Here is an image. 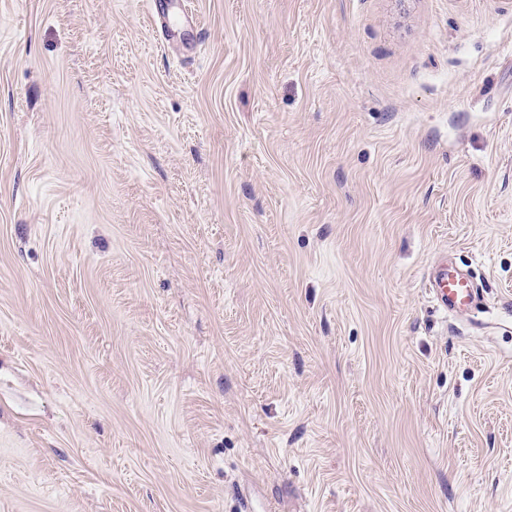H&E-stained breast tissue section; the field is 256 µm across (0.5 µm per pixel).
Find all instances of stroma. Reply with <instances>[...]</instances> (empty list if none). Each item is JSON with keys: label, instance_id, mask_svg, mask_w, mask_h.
Segmentation results:
<instances>
[{"label": "stroma", "instance_id": "stroma-1", "mask_svg": "<svg viewBox=\"0 0 512 512\" xmlns=\"http://www.w3.org/2000/svg\"><path fill=\"white\" fill-rule=\"evenodd\" d=\"M184 2L0 0V512H512V0ZM426 287L440 305L453 314L469 308L477 293L468 275L448 266V262L429 273Z\"/></svg>", "mask_w": 512, "mask_h": 512}]
</instances>
